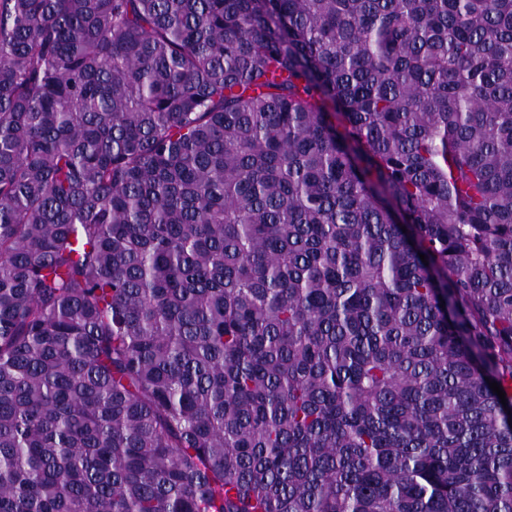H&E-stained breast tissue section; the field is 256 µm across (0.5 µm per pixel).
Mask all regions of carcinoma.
I'll list each match as a JSON object with an SVG mask.
<instances>
[{"label":"carcinoma","mask_w":512,"mask_h":512,"mask_svg":"<svg viewBox=\"0 0 512 512\" xmlns=\"http://www.w3.org/2000/svg\"><path fill=\"white\" fill-rule=\"evenodd\" d=\"M0 512H512V0H0Z\"/></svg>","instance_id":"obj_1"}]
</instances>
